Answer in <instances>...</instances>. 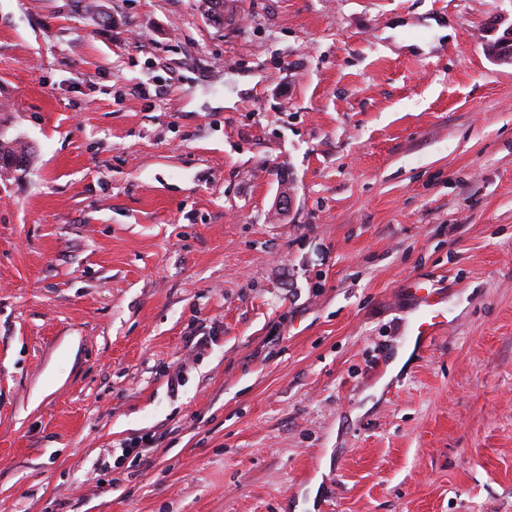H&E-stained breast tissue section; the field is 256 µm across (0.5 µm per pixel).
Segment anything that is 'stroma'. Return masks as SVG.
Returning a JSON list of instances; mask_svg holds the SVG:
<instances>
[{"label":"stroma","instance_id":"stroma-1","mask_svg":"<svg viewBox=\"0 0 512 512\" xmlns=\"http://www.w3.org/2000/svg\"><path fill=\"white\" fill-rule=\"evenodd\" d=\"M99 3L0 0V512H512V0ZM8 158L9 163H1V160ZM33 159L32 153L25 145L15 142L0 143V168H12L14 170H25ZM417 300L418 305L413 317V333L415 341L424 346L431 343L439 329L445 323V304L447 300L441 297L433 288H408Z\"/></svg>","mask_w":512,"mask_h":512}]
</instances>
